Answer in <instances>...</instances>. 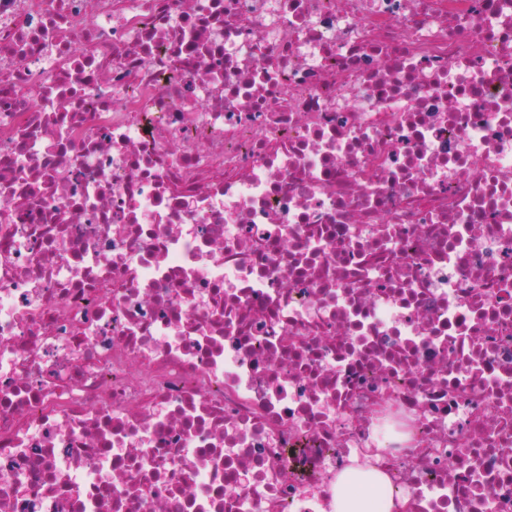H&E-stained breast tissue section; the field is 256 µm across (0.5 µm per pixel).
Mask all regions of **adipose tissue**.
<instances>
[{
    "label": "adipose tissue",
    "mask_w": 512,
    "mask_h": 512,
    "mask_svg": "<svg viewBox=\"0 0 512 512\" xmlns=\"http://www.w3.org/2000/svg\"><path fill=\"white\" fill-rule=\"evenodd\" d=\"M389 477L370 460L352 457L336 476V512H393Z\"/></svg>",
    "instance_id": "adipose-tissue-1"
}]
</instances>
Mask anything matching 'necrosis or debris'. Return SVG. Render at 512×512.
Wrapping results in <instances>:
<instances>
[{"label":"necrosis or debris","instance_id":"necrosis-or-debris-1","mask_svg":"<svg viewBox=\"0 0 512 512\" xmlns=\"http://www.w3.org/2000/svg\"><path fill=\"white\" fill-rule=\"evenodd\" d=\"M512 512V0H0V512ZM374 456L366 454L336 475V512H393L397 506L389 477L371 465Z\"/></svg>","mask_w":512,"mask_h":512}]
</instances>
